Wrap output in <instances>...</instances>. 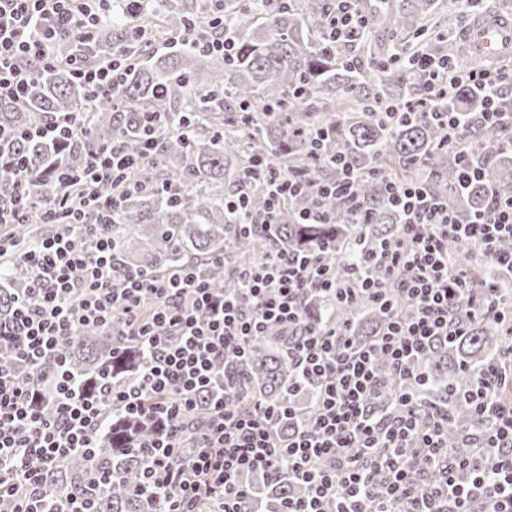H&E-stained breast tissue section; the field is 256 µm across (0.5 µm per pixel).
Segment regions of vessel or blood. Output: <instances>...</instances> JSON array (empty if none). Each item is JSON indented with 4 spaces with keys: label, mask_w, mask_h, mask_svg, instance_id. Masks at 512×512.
Returning a JSON list of instances; mask_svg holds the SVG:
<instances>
[{
    "label": "vessel or blood",
    "mask_w": 512,
    "mask_h": 512,
    "mask_svg": "<svg viewBox=\"0 0 512 512\" xmlns=\"http://www.w3.org/2000/svg\"><path fill=\"white\" fill-rule=\"evenodd\" d=\"M465 52L483 60L512 55V16L487 13L473 19L461 34Z\"/></svg>",
    "instance_id": "1"
}]
</instances>
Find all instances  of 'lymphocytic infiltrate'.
<instances>
[{"label": "lymphocytic infiltrate", "instance_id": "1", "mask_svg": "<svg viewBox=\"0 0 512 512\" xmlns=\"http://www.w3.org/2000/svg\"><path fill=\"white\" fill-rule=\"evenodd\" d=\"M112 0H0V98L29 103L35 72L54 68L59 41L79 44L66 58L70 74L93 96L111 94L129 65L124 52L101 67L88 65L82 45L92 43ZM403 63L426 75L422 102L438 107L456 83L489 93L485 121L502 119L498 93L512 88V66L457 71L442 58L406 54ZM64 144L91 142L80 114L59 112L24 129L0 126V161L14 178L0 195V251L10 250L31 271L10 320H0V348L13 349L30 369L60 358L80 327L120 328L146 350L147 361L124 381H102L95 391L59 376L42 388L33 378L0 372V512H86L78 496L53 495L44 472L69 454L90 451L111 415L146 420L155 433L141 445L150 479L145 492L162 498L163 512H243L250 487L262 476L305 487L281 512H512V401L497 391L512 385L501 364L481 369L473 406L486 427L473 437L468 458L451 457L444 415L400 394L382 414L367 399L381 386L378 359H386L397 382L413 378L412 361L439 336L465 335L477 321L502 325L512 340V305H504L496 282L474 283L452 268L450 242L467 239L500 276L512 279V251L498 243L512 238V190L491 191L483 211L460 222L447 201L413 184H391L390 201L405 215L398 236L380 252L358 255L345 280H337L322 252L279 250L246 267L228 268L233 293L182 268L167 277L118 271L116 244L106 223L116 204L111 190L125 170L143 162V143L131 153L114 144H92L79 169L61 167L51 178L69 193L42 200L38 177L15 145L24 139ZM58 225L36 244L17 238L18 224ZM397 288L406 311L389 296ZM469 294L473 304L460 308ZM321 296L347 303L365 299L388 318L366 345L347 329L308 321V300ZM288 334V357L299 383L316 382L317 402L307 424L288 442L276 427L287 411L262 402L242 410L230 405L215 381L225 360L241 357L247 343L271 329ZM203 412L195 452L177 448ZM413 446L416 458L400 459ZM388 449L380 458L379 449Z\"/></svg>", "mask_w": 512, "mask_h": 512}]
</instances>
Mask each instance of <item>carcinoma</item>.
I'll use <instances>...</instances> for the list:
<instances>
[{"label": "carcinoma", "mask_w": 512, "mask_h": 512, "mask_svg": "<svg viewBox=\"0 0 512 512\" xmlns=\"http://www.w3.org/2000/svg\"><path fill=\"white\" fill-rule=\"evenodd\" d=\"M378 2L375 10L358 5L364 26L356 40L329 48L324 15L330 0H224V38L233 44L231 59L190 45L139 64L137 59L148 53L145 42L133 48L134 62L114 95L91 103L87 88L68 70L39 72L29 86L28 107L0 98V124L25 128L51 113L83 112L94 141L136 150L145 115L165 119L146 161L127 173L131 188L115 190L110 231L121 270L164 275L191 265L231 291L236 282L212 259L222 255L231 266L249 265L274 243L284 250L320 247L344 277L356 252L354 240L369 251L398 235L402 216L386 198L387 184H422L438 196H448L462 217L483 210L491 190L512 189L508 123L482 120L484 93L460 85L448 98V110L474 126L475 164L481 171L479 180L461 193L455 191L458 157L442 146L445 132L432 117L383 120L385 107L414 98L423 89L420 72L392 62L408 39L439 56L456 55L457 46L427 37L439 0ZM207 8L203 0H151L134 18L102 24L84 53L90 65L101 66L139 28L149 37L206 31L212 22ZM318 128L328 137L317 158L308 133ZM17 149L35 175L64 163H82L81 152L50 140H24ZM257 157L281 172L301 170L312 189L336 181L340 168L331 158H345L353 170L352 191L371 210V221L360 223L345 201L330 197L318 201L328 223L303 224L301 216L313 208V196L307 195L288 198L270 229L240 233L224 201L245 194L251 211L267 208L265 185L248 176L250 160ZM449 252L472 280L487 278L472 243H453ZM30 278L25 263L8 252L0 258V319L10 317L13 298ZM306 314L310 320L350 325L360 344L383 323V314L360 299L351 304L314 300ZM507 344L499 325L479 322L451 341L437 338L414 362L415 378L407 381L406 392L447 417L448 446L456 455L472 453L467 436L479 434L481 428L463 394L484 363ZM62 352L65 370L88 389L105 374L119 379L130 375L143 360L133 342L96 326L80 328ZM0 367L21 377L29 374L10 349L0 350ZM218 384L232 405L245 406L258 397L270 405L294 408L296 417L278 424L283 440L315 404V391L295 384L276 329L253 339L244 357L225 362ZM393 394L389 376L383 397H370L369 406L376 412L387 408ZM149 435L144 425L124 418L96 435L93 459L70 455L45 472V483L57 493L89 498L93 512H161L160 502L142 488L144 460L137 443ZM104 470L109 480L103 483L99 473ZM251 484L258 491L256 506L266 512H279L283 501L300 493L286 480L255 478Z\"/></svg>", "instance_id": "1"}]
</instances>
